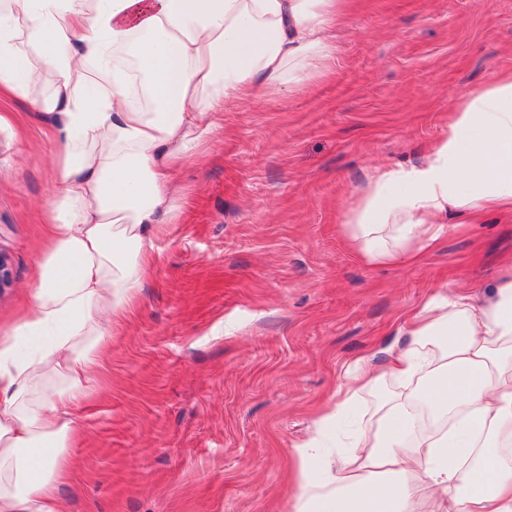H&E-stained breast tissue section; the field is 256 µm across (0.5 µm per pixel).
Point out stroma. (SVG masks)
Masks as SVG:
<instances>
[{"label": "stroma", "instance_id": "obj_1", "mask_svg": "<svg viewBox=\"0 0 512 512\" xmlns=\"http://www.w3.org/2000/svg\"><path fill=\"white\" fill-rule=\"evenodd\" d=\"M336 51L301 87L230 101L186 165L179 217L113 328L82 414L70 512H290L294 449L355 358L399 337L433 291L478 290L512 264V221L451 230L412 267L372 266L342 219L379 169L421 164L465 91L512 71V0H342ZM0 128V338L28 304L54 191L48 127L21 103ZM390 379L326 430L344 446Z\"/></svg>", "mask_w": 512, "mask_h": 512}]
</instances>
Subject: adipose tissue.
Returning <instances> with one entry per match:
<instances>
[{"instance_id": "1", "label": "adipose tissue", "mask_w": 512, "mask_h": 512, "mask_svg": "<svg viewBox=\"0 0 512 512\" xmlns=\"http://www.w3.org/2000/svg\"><path fill=\"white\" fill-rule=\"evenodd\" d=\"M340 0H0V99L47 122L55 192L28 313L0 339V512H67L59 493L113 324L176 216L174 174L230 100L298 88L334 54ZM512 214V74L460 97L420 166L373 174L343 216L366 263L418 262L448 216ZM385 360L349 366L324 421L387 377L334 466L297 446L292 512H512V271L484 303L436 292Z\"/></svg>"}]
</instances>
